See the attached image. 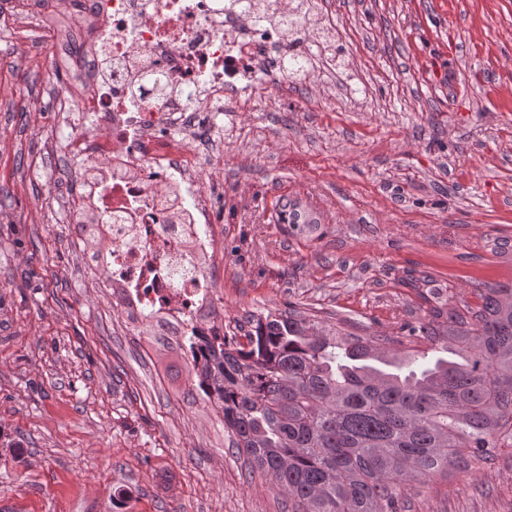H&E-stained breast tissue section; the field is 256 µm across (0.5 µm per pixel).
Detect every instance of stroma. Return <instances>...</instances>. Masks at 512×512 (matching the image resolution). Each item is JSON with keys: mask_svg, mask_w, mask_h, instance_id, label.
Listing matches in <instances>:
<instances>
[{"mask_svg": "<svg viewBox=\"0 0 512 512\" xmlns=\"http://www.w3.org/2000/svg\"><path fill=\"white\" fill-rule=\"evenodd\" d=\"M0 37V512H288L184 361L84 269L39 108L67 68ZM314 71L224 118V330L296 307L357 336L512 284V0H334ZM406 512H512V448Z\"/></svg>", "mask_w": 512, "mask_h": 512, "instance_id": "1", "label": "stroma"}]
</instances>
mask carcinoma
<instances>
[{
	"instance_id": "1",
	"label": "carcinoma",
	"mask_w": 512,
	"mask_h": 512,
	"mask_svg": "<svg viewBox=\"0 0 512 512\" xmlns=\"http://www.w3.org/2000/svg\"><path fill=\"white\" fill-rule=\"evenodd\" d=\"M363 338L293 309L170 345L222 409L229 447L291 512H401L404 489L491 464L512 439V286ZM445 318L440 323L438 319Z\"/></svg>"
}]
</instances>
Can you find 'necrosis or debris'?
Here are the masks:
<instances>
[{"instance_id": "necrosis-or-debris-1", "label": "necrosis or debris", "mask_w": 512, "mask_h": 512, "mask_svg": "<svg viewBox=\"0 0 512 512\" xmlns=\"http://www.w3.org/2000/svg\"><path fill=\"white\" fill-rule=\"evenodd\" d=\"M65 38L75 79L41 102L49 142L66 143L78 190L68 206L86 270L125 308L184 336L211 329L212 184L222 154L195 138L230 98L287 82L311 44L266 24L253 0H31Z\"/></svg>"}]
</instances>
